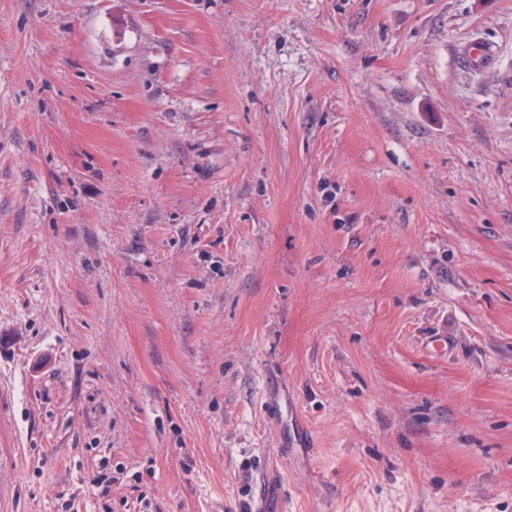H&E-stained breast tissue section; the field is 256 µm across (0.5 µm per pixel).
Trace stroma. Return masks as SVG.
Masks as SVG:
<instances>
[{
	"label": "stroma",
	"instance_id": "1",
	"mask_svg": "<svg viewBox=\"0 0 512 512\" xmlns=\"http://www.w3.org/2000/svg\"><path fill=\"white\" fill-rule=\"evenodd\" d=\"M266 477L512 512V0H0V512Z\"/></svg>",
	"mask_w": 512,
	"mask_h": 512
}]
</instances>
